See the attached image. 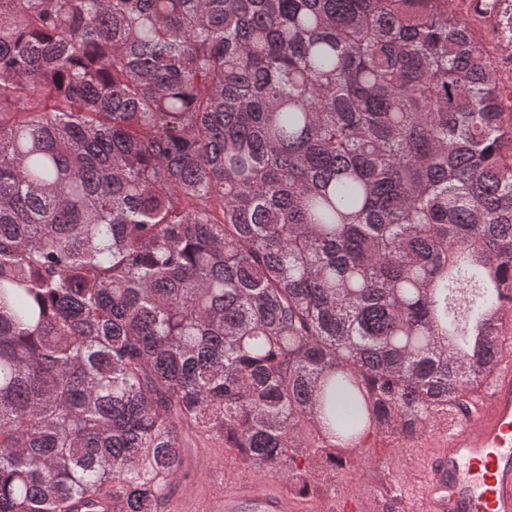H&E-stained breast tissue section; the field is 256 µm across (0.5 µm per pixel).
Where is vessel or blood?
Masks as SVG:
<instances>
[{
    "mask_svg": "<svg viewBox=\"0 0 512 512\" xmlns=\"http://www.w3.org/2000/svg\"><path fill=\"white\" fill-rule=\"evenodd\" d=\"M426 512H512V362L496 371L477 417L438 442L425 465ZM212 512H296L281 489L242 481L215 492Z\"/></svg>",
    "mask_w": 512,
    "mask_h": 512,
    "instance_id": "obj_1",
    "label": "vessel or blood"
}]
</instances>
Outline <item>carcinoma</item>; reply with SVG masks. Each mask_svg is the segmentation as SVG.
<instances>
[{
    "label": "carcinoma",
    "mask_w": 512,
    "mask_h": 512,
    "mask_svg": "<svg viewBox=\"0 0 512 512\" xmlns=\"http://www.w3.org/2000/svg\"><path fill=\"white\" fill-rule=\"evenodd\" d=\"M500 2L0 0V512H160L199 438L309 494L476 412Z\"/></svg>",
    "instance_id": "1"
}]
</instances>
